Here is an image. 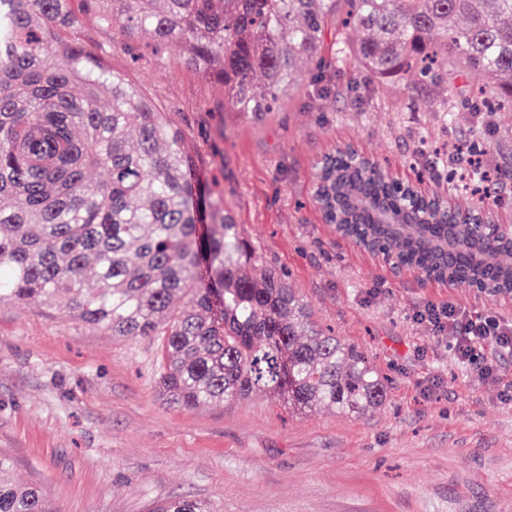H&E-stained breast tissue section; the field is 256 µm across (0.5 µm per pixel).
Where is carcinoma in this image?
Instances as JSON below:
<instances>
[{"label": "carcinoma", "mask_w": 512, "mask_h": 512, "mask_svg": "<svg viewBox=\"0 0 512 512\" xmlns=\"http://www.w3.org/2000/svg\"><path fill=\"white\" fill-rule=\"evenodd\" d=\"M89 5L126 50L134 39L180 45L186 65L221 85L224 109L252 121L353 60L371 82L430 92L443 122L470 128L486 100L456 107L459 76L479 73L482 92L512 107V0H0V305L65 299L87 327L156 339L159 396L182 410L255 391L297 411L383 406L387 379L366 354L313 321L284 273L257 272L263 257L218 184L196 196L182 133L112 70L113 41L85 40ZM446 166L434 157L419 175L448 181L458 210L485 211L492 193L475 198ZM96 168L107 178L93 179ZM316 179L317 204L388 233L374 223L392 206L378 167L333 156ZM396 248L413 267L442 264L419 235ZM13 470L0 453V512H54ZM157 512L219 510L174 497Z\"/></svg>", "instance_id": "1"}]
</instances>
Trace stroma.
<instances>
[{
    "mask_svg": "<svg viewBox=\"0 0 512 512\" xmlns=\"http://www.w3.org/2000/svg\"><path fill=\"white\" fill-rule=\"evenodd\" d=\"M128 73L197 152L200 183L219 179L224 208L289 274L316 322L359 346L391 381L363 416L300 412L270 395L191 411L156 390L151 341L75 321L67 304L0 305V452L18 482L40 486L58 512H154L187 496L218 512H512V357L482 378L414 313L429 303L512 322V299L392 274L337 235L314 201L319 163L352 147L412 181L418 142L452 137L426 107L407 111L398 85L372 84L362 107L292 92L261 123L225 111L178 47L145 54ZM484 137L490 167L512 169V115ZM228 129L218 139L219 129ZM417 180V179H416Z\"/></svg>",
    "mask_w": 512,
    "mask_h": 512,
    "instance_id": "obj_1",
    "label": "stroma"
}]
</instances>
